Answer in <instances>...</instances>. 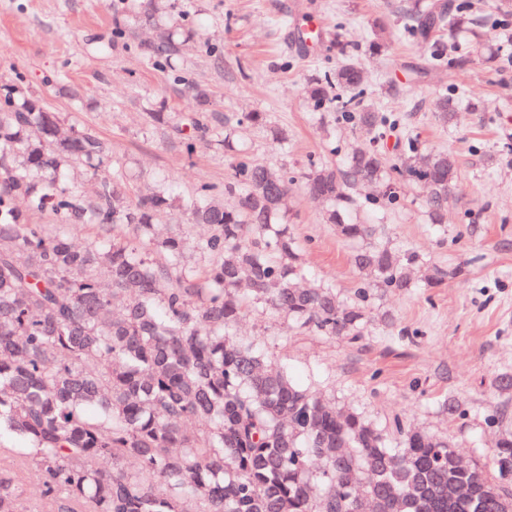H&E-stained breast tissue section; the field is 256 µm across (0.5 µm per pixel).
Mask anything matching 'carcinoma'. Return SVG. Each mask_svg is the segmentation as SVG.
Listing matches in <instances>:
<instances>
[{"label": "carcinoma", "mask_w": 512, "mask_h": 512, "mask_svg": "<svg viewBox=\"0 0 512 512\" xmlns=\"http://www.w3.org/2000/svg\"><path fill=\"white\" fill-rule=\"evenodd\" d=\"M465 0H416L408 34L437 42L474 23ZM18 73L0 90V449L30 466L35 498L66 512H512V426L500 411L486 463L455 462L448 437L383 424L294 384L287 371L237 334L251 310H271L323 336H357L373 288L415 286V252L377 237L356 215L357 190L398 203L397 181L428 188L439 224L458 179L457 161L422 154L409 136L397 162L379 144L396 119L362 104L354 61L310 83L308 106H336V119L372 133L340 168L310 164L304 189L331 205L325 222L357 244L350 264L363 279L341 301L306 277L283 200L293 179L240 153L224 191L203 184L187 207L212 234L159 239L158 214L178 207L169 185L136 202L120 164L101 174L105 147L83 128L65 132L58 113L22 91ZM338 94L330 96L331 89ZM456 98L439 95L436 118L454 123ZM81 164L98 178L86 204L67 181ZM50 216L53 224H40ZM107 226L109 238L79 248L70 230ZM207 259L186 264L187 250ZM429 288L448 271L428 265ZM14 476L0 470V512H30Z\"/></svg>", "instance_id": "obj_1"}]
</instances>
